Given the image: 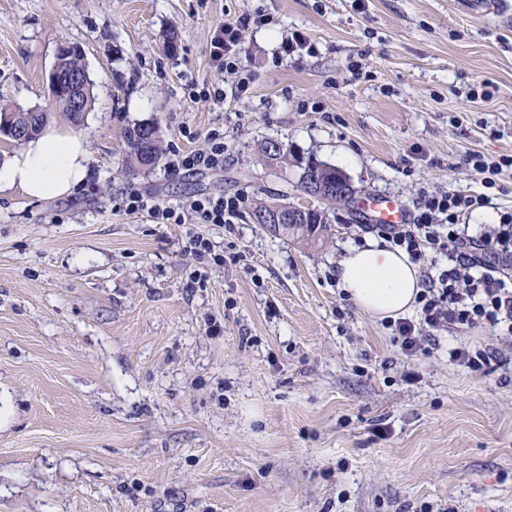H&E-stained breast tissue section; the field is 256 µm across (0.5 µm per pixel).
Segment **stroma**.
Segmentation results:
<instances>
[{"mask_svg":"<svg viewBox=\"0 0 512 512\" xmlns=\"http://www.w3.org/2000/svg\"><path fill=\"white\" fill-rule=\"evenodd\" d=\"M241 31L251 92L223 87L210 37ZM306 44L293 54L294 33ZM175 36L176 51L167 48ZM76 46L93 81L77 132L94 178L55 200H0V512H512V367L450 360L460 331L405 356L336 282L373 234L359 200L413 210L468 193L467 151L512 154V14L461 0H0V105L53 125L49 80ZM490 85L472 100L473 85ZM166 147L224 131L222 168L130 165L122 133ZM289 150L266 167L256 145ZM341 170L358 202L305 248L250 223L156 224L121 206L207 195L301 207V165ZM222 263L197 257L192 234Z\"/></svg>","mask_w":512,"mask_h":512,"instance_id":"obj_1","label":"stroma"}]
</instances>
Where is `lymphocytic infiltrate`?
Listing matches in <instances>:
<instances>
[{
  "label": "lymphocytic infiltrate",
  "mask_w": 512,
  "mask_h": 512,
  "mask_svg": "<svg viewBox=\"0 0 512 512\" xmlns=\"http://www.w3.org/2000/svg\"><path fill=\"white\" fill-rule=\"evenodd\" d=\"M245 24L242 18L222 23L210 37V58L231 81L230 91L213 90L214 99H223L228 92L237 97L249 92V83L240 75V29ZM207 140L209 146L204 150H172L169 167L194 172L223 167V133L210 130ZM463 165L481 175L483 192L421 191L409 223L378 229L380 238L405 250L421 268L416 318L387 323L408 356L421 351L435 332L453 327L482 328L512 337V212H504L497 227L480 238L463 236L458 227L460 214L490 203L489 192L497 188V176L512 172V154L491 159L471 151ZM122 203L126 212L147 214L157 224H229L241 207L236 195L203 197L186 208L164 206L136 190L126 192ZM432 253L447 258L446 267L434 268L428 261ZM450 356L484 375L508 362L498 344L487 341L454 348Z\"/></svg>",
  "instance_id": "1"
}]
</instances>
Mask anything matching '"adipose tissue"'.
<instances>
[{
	"label": "adipose tissue",
	"instance_id": "adipose-tissue-1",
	"mask_svg": "<svg viewBox=\"0 0 512 512\" xmlns=\"http://www.w3.org/2000/svg\"><path fill=\"white\" fill-rule=\"evenodd\" d=\"M91 175L85 141L51 127L0 165V194L14 190L31 200L58 199L85 185ZM336 278L359 309L378 319L411 309L421 290L419 268L407 254L374 239L347 250Z\"/></svg>",
	"mask_w": 512,
	"mask_h": 512
}]
</instances>
